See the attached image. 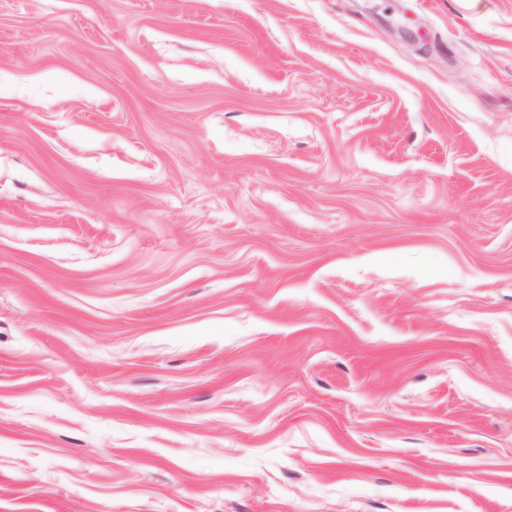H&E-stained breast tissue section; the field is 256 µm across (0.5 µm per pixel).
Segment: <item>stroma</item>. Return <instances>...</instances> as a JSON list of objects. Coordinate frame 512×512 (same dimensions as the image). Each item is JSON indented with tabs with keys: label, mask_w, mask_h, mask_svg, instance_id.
<instances>
[{
	"label": "stroma",
	"mask_w": 512,
	"mask_h": 512,
	"mask_svg": "<svg viewBox=\"0 0 512 512\" xmlns=\"http://www.w3.org/2000/svg\"><path fill=\"white\" fill-rule=\"evenodd\" d=\"M0 512H512V0H0Z\"/></svg>",
	"instance_id": "1"
}]
</instances>
